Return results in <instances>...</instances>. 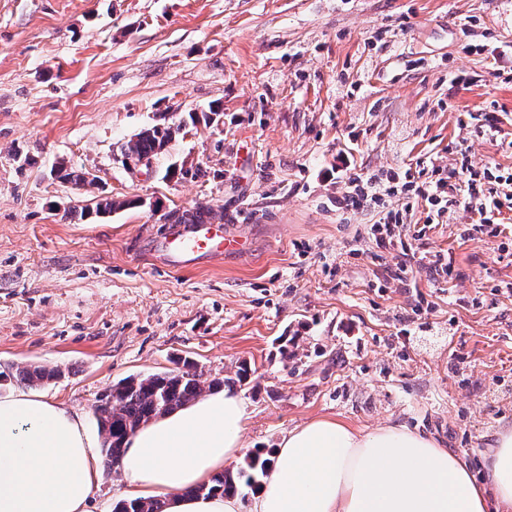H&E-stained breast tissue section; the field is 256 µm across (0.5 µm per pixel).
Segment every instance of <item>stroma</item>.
I'll use <instances>...</instances> for the list:
<instances>
[{"mask_svg":"<svg viewBox=\"0 0 512 512\" xmlns=\"http://www.w3.org/2000/svg\"><path fill=\"white\" fill-rule=\"evenodd\" d=\"M510 71L512 0H0V392L56 368L41 394L90 417L128 376L243 363L248 451L315 418L404 425L482 477L512 426V211L468 238L460 209L399 283V253L373 257L376 208L338 214L336 193L348 169L460 175L459 143L512 167L475 133L493 103L512 133ZM215 103L222 122H191ZM162 120L177 133L151 168L123 166L118 146ZM104 196L140 205L94 215ZM197 204L250 250L166 270L146 247ZM60 375L58 370H48L42 366L26 365L17 367L16 378L23 384L42 385L56 379Z\"/></svg>","mask_w":512,"mask_h":512,"instance_id":"1","label":"stroma"}]
</instances>
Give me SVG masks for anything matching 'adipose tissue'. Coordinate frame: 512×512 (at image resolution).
<instances>
[{"label": "adipose tissue", "instance_id": "ef3b65f1", "mask_svg": "<svg viewBox=\"0 0 512 512\" xmlns=\"http://www.w3.org/2000/svg\"><path fill=\"white\" fill-rule=\"evenodd\" d=\"M246 419L224 391L142 426L119 463L129 494L163 499L166 512H239L238 495L190 490L241 456ZM484 470L477 483L459 456L403 426L316 419L283 438L252 512H512V427ZM100 481L82 413L31 390L0 395V512H89Z\"/></svg>", "mask_w": 512, "mask_h": 512}]
</instances>
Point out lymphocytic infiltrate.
<instances>
[{
  "label": "lymphocytic infiltrate",
  "instance_id": "lymphocytic-infiltrate-1",
  "mask_svg": "<svg viewBox=\"0 0 512 512\" xmlns=\"http://www.w3.org/2000/svg\"><path fill=\"white\" fill-rule=\"evenodd\" d=\"M398 198L400 205L383 212L379 219L380 237L378 246L396 248L401 253L412 249L413 241L426 237L433 225L451 224L463 200L474 199L479 203L476 230L497 225L503 209L512 210V171L498 168L483 170L468 169L462 182H449L442 166L425 165L418 170H405L397 174L386 172L364 178L350 176L345 189L336 198L340 210L357 208L364 201L377 203L387 198ZM423 204L426 216L422 223L413 225L412 242L394 239L392 225L402 223L404 213L415 204Z\"/></svg>",
  "mask_w": 512,
  "mask_h": 512
}]
</instances>
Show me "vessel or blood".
I'll list each match as a JSON object with an SVG mask.
<instances>
[{
  "label": "vessel or blood",
  "instance_id": "1",
  "mask_svg": "<svg viewBox=\"0 0 512 512\" xmlns=\"http://www.w3.org/2000/svg\"><path fill=\"white\" fill-rule=\"evenodd\" d=\"M249 248L245 237L221 224H176L162 250L165 265L176 269L195 260H220L229 254H242Z\"/></svg>",
  "mask_w": 512,
  "mask_h": 512
}]
</instances>
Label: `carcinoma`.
<instances>
[{
  "label": "carcinoma",
  "mask_w": 512,
  "mask_h": 512,
  "mask_svg": "<svg viewBox=\"0 0 512 512\" xmlns=\"http://www.w3.org/2000/svg\"><path fill=\"white\" fill-rule=\"evenodd\" d=\"M173 134L172 127L163 123L155 124L121 143L117 155L151 160L164 150ZM164 219L167 224H206L213 216L210 208L196 206L170 211L164 215ZM59 375V371L42 366L26 365L16 370L17 380L28 385H42ZM224 385L225 381L221 379L203 377V372L187 359L178 361L177 367L172 370L147 376H130L113 385L112 391L101 399L95 410L97 427L103 438L104 466L109 470L117 468L127 436L139 427ZM270 464L271 458L258 449L247 457L245 466L237 473L218 474L210 483L189 490V494L209 497L235 492L240 480L254 485L260 482ZM164 507V502L160 500L132 498L118 502L113 512H164Z\"/></svg>",
  "instance_id": "obj_1"
}]
</instances>
